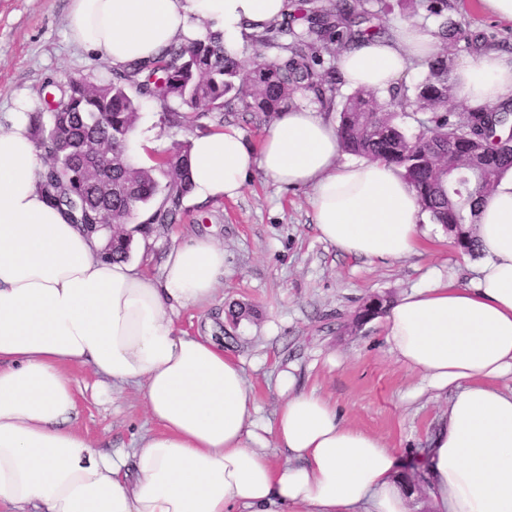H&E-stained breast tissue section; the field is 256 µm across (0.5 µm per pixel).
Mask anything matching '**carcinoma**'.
<instances>
[{"label": "carcinoma", "mask_w": 512, "mask_h": 512, "mask_svg": "<svg viewBox=\"0 0 512 512\" xmlns=\"http://www.w3.org/2000/svg\"><path fill=\"white\" fill-rule=\"evenodd\" d=\"M396 6L405 18L424 9L438 21L445 43L462 42L475 53L491 46L490 35L456 19L457 0H294L281 18L247 35L280 52L276 61L247 76L236 53L224 46L223 34L210 30L202 40L171 43L148 62L115 68L103 83L69 79L58 107L28 113L45 158L40 193L70 223L89 235L106 236L105 253L112 259H129L133 234L173 223L191 187L190 142L177 144L154 166H139L129 155L139 99L166 104L172 126L200 128L216 114L221 122L240 112L267 121L292 108L299 91L332 112L341 84L335 60L359 39L383 34L382 17ZM422 65L426 78L413 88L401 82L384 92L360 87L347 95L339 112V141L345 152L400 170L421 210L471 256L478 202L512 169V152L505 149L512 140V107L459 111L452 105L448 58L436 55ZM419 113L426 121L407 134L400 121ZM140 210L150 212L147 222L126 232L114 230Z\"/></svg>", "instance_id": "1"}]
</instances>
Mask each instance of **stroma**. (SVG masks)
Wrapping results in <instances>:
<instances>
[{
    "mask_svg": "<svg viewBox=\"0 0 512 512\" xmlns=\"http://www.w3.org/2000/svg\"><path fill=\"white\" fill-rule=\"evenodd\" d=\"M70 0H0V128L26 95L30 111L44 110L51 88L72 77L98 83L112 76L110 63L75 44L67 31ZM471 29L493 34V46L512 51V21L483 4L467 6ZM135 134L152 154L197 135L193 126H169L153 101L141 104ZM419 248L389 262L347 255L323 241L312 221L310 191L283 189L255 171L241 194L199 204L184 198L173 224L134 244L131 256L156 274L166 252L191 235L224 247V282L213 302L182 311L179 325L193 335L222 337L224 351L242 362L262 421H272L283 397L278 375L295 367L298 384L328 396L352 426L383 438L409 461L447 412L448 391L422 389L383 341L381 318L359 322L370 298L396 299L427 286L434 273L469 284L473 260L447 230L423 217ZM252 308L253 317L233 324L229 305ZM77 391L76 429L105 451H127L154 424L131 390L107 397L85 368L70 372Z\"/></svg>",
    "mask_w": 512,
    "mask_h": 512,
    "instance_id": "obj_1",
    "label": "stroma"
}]
</instances>
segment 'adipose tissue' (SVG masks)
Listing matches in <instances>:
<instances>
[{
    "mask_svg": "<svg viewBox=\"0 0 512 512\" xmlns=\"http://www.w3.org/2000/svg\"><path fill=\"white\" fill-rule=\"evenodd\" d=\"M286 0H71V39L112 65L158 56L174 39L220 31L228 44L280 18ZM435 38L405 22L337 60L344 83L384 90ZM473 107L512 103V52L487 51L453 71ZM27 104L0 130V506L8 512H408L394 449L349 425L317 389L282 373L274 422L258 423L241 363L210 336L176 327L212 302L224 248L195 237L159 274L104 257L36 183L44 161ZM334 125L317 110L280 113L261 151L233 128L193 138L190 195L240 194L253 170L311 191L312 221L343 253L387 262L424 235L416 193L379 161L339 160ZM476 277L437 280L390 304L384 342L430 388L451 393L426 450L435 512H512V170L478 204ZM89 367L113 389L138 390L156 425L131 453L94 448L70 422L68 370ZM284 449L277 459L275 449Z\"/></svg>",
    "mask_w": 512,
    "mask_h": 512,
    "instance_id": "1",
    "label": "adipose tissue"
}]
</instances>
